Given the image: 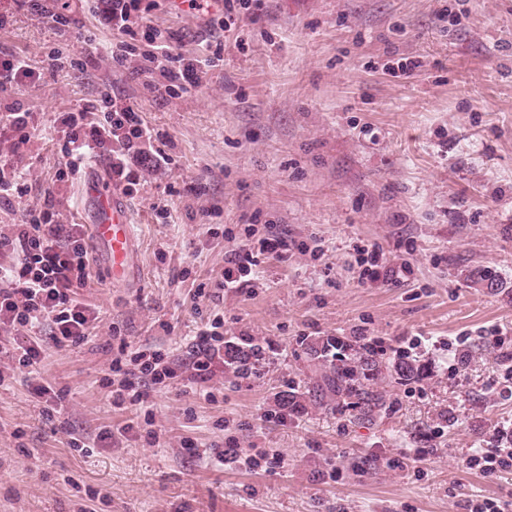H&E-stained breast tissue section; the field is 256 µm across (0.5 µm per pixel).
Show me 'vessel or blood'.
I'll return each instance as SVG.
<instances>
[{"label":"vessel or blood","mask_w":512,"mask_h":512,"mask_svg":"<svg viewBox=\"0 0 512 512\" xmlns=\"http://www.w3.org/2000/svg\"><path fill=\"white\" fill-rule=\"evenodd\" d=\"M116 188L110 178L93 176L81 188L84 199L94 204L89 226L92 245L102 256L113 280L126 279L133 267V224L128 208L115 201Z\"/></svg>","instance_id":"vessel-or-blood-1"}]
</instances>
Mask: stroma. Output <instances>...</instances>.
I'll use <instances>...</instances> for the list:
<instances>
[{
	"label": "stroma",
	"instance_id": "1",
	"mask_svg": "<svg viewBox=\"0 0 512 512\" xmlns=\"http://www.w3.org/2000/svg\"><path fill=\"white\" fill-rule=\"evenodd\" d=\"M148 19L178 51L220 53L202 85L167 99L142 76L153 46L137 41L127 67L85 52L113 36L73 0L76 24L54 28L15 0H0V51L27 56L40 81L0 92V114L35 117L18 163L25 200H0V226L24 204L51 198L64 224L89 211L80 188L109 167L57 181L65 157L50 134L58 113L130 101L169 162L118 192L131 212L134 271L112 281L98 256L82 291L98 323L89 339L48 347L34 371L0 387V512H471L512 502V470L461 468L478 448L512 435V0H264L245 10H175L152 0ZM419 61L395 74L402 59ZM211 210L201 224L202 210ZM232 230L234 240L224 237ZM277 232L290 248L260 257L251 288L200 297L247 230ZM376 247L411 274L358 280V247ZM494 272L492 291L469 278ZM224 316V340L251 341L259 363L236 376L215 361L208 402L183 381L151 390L154 427L86 454L106 425L135 417L106 384L121 344L193 353L195 334ZM499 332L500 346L489 342ZM359 339L419 360L412 383L379 378L367 391L385 409L365 416L327 404L325 367L304 339ZM66 392L46 420L32 377ZM304 407L281 419L276 394ZM265 452L276 465L220 468L190 447Z\"/></svg>",
	"mask_w": 512,
	"mask_h": 512
}]
</instances>
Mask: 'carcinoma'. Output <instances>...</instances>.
Wrapping results in <instances>:
<instances>
[{
    "mask_svg": "<svg viewBox=\"0 0 512 512\" xmlns=\"http://www.w3.org/2000/svg\"><path fill=\"white\" fill-rule=\"evenodd\" d=\"M307 350L311 356L328 360L325 385L332 394L354 400V406L363 415H372L386 406L383 395L363 389V381L386 375L394 380L411 381L423 373V367L414 359L400 357L391 362L372 346H356L349 340L328 337L311 341ZM224 355L233 372L244 375L259 359L261 350L255 345L232 344L225 347Z\"/></svg>",
    "mask_w": 512,
    "mask_h": 512,
    "instance_id": "carcinoma-1",
    "label": "carcinoma"
}]
</instances>
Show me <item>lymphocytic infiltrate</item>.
I'll use <instances>...</instances> for the list:
<instances>
[{
	"label": "lymphocytic infiltrate",
	"mask_w": 512,
	"mask_h": 512,
	"mask_svg": "<svg viewBox=\"0 0 512 512\" xmlns=\"http://www.w3.org/2000/svg\"><path fill=\"white\" fill-rule=\"evenodd\" d=\"M91 7L112 29V47L89 43L91 54L109 52L113 65L120 66L136 51L135 27L151 9L146 0H91ZM163 53L156 65L146 69L147 81L162 97H171L200 87L212 65L209 58L186 57L176 51L171 35L161 38ZM64 135L62 150L69 172L80 171L97 155L111 160L113 177L123 188L140 182L139 168L160 166L166 160L159 152H146L156 134L145 125L130 102L107 100L99 119L85 112H63L56 119ZM287 244L277 237L259 239L239 248L224 261V274L213 286L214 292L249 287L259 256L281 254ZM90 240L80 225L61 224L55 218L51 200L26 206L14 224L0 231V354L7 364L0 365V387L14 376L15 369L36 366L45 342L54 346L78 345L91 336L98 316L80 297L81 288L91 278ZM48 326V340L36 339L19 347L8 346L4 338L13 331H33ZM198 348L186 363L187 381L201 384L211 380L212 364L224 345V317L215 315L197 334ZM111 372L119 382L112 390L115 405L147 404L149 395L142 383L162 384L175 377L161 351H135L129 359L115 357Z\"/></svg>",
	"instance_id": "f902f5d3"
}]
</instances>
